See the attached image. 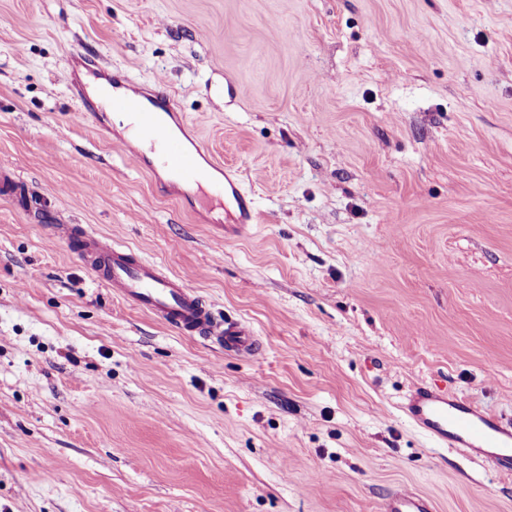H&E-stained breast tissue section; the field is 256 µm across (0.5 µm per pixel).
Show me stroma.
I'll list each match as a JSON object with an SVG mask.
<instances>
[{
	"label": "stroma",
	"instance_id": "1",
	"mask_svg": "<svg viewBox=\"0 0 512 512\" xmlns=\"http://www.w3.org/2000/svg\"><path fill=\"white\" fill-rule=\"evenodd\" d=\"M162 76L259 223L155 190L66 64ZM0 512H512L401 411L512 418V0H0ZM186 278L243 356L105 288L54 230ZM68 61L72 67L82 66L85 70L86 80L96 81L103 75L97 60L85 53L84 50L73 48L68 52ZM432 499L406 487H396L380 504V512H436Z\"/></svg>",
	"mask_w": 512,
	"mask_h": 512
}]
</instances>
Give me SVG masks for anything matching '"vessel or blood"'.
Returning a JSON list of instances; mask_svg holds the SVG:
<instances>
[{"label": "vessel or blood", "instance_id": "b4317fda", "mask_svg": "<svg viewBox=\"0 0 512 512\" xmlns=\"http://www.w3.org/2000/svg\"><path fill=\"white\" fill-rule=\"evenodd\" d=\"M68 61L83 67L87 80L101 78L97 60L81 49H71ZM113 111L133 116L138 141L157 147L165 167L187 185L215 183L224 194V213L242 229L257 223L252 195L242 185L236 168L216 161L194 127L179 112L163 79L146 92L106 94ZM79 253L96 277L127 304L155 315L185 334L211 338L237 354L257 351L259 340L245 324L218 320L210 305L184 278L163 274L150 261L129 249L105 242L94 232L80 234ZM407 420L437 445L460 448L470 455L498 449L502 471H512V420H503L473 402L439 387L418 385L402 407ZM379 512H436L432 499L406 487L390 491Z\"/></svg>", "mask_w": 512, "mask_h": 512}]
</instances>
